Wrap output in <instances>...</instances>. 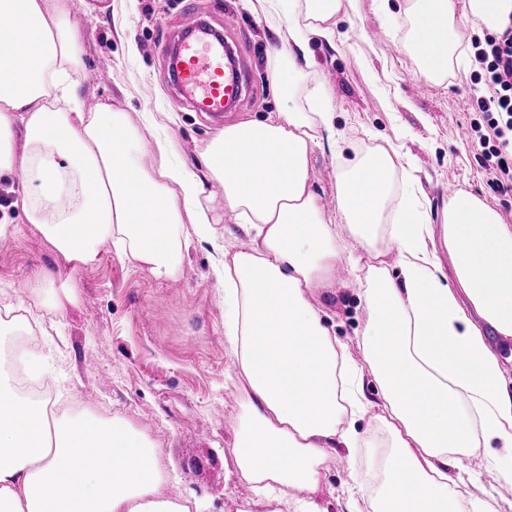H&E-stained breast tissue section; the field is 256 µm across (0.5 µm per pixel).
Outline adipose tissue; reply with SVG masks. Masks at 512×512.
Returning <instances> with one entry per match:
<instances>
[{"instance_id":"1","label":"adipose tissue","mask_w":512,"mask_h":512,"mask_svg":"<svg viewBox=\"0 0 512 512\" xmlns=\"http://www.w3.org/2000/svg\"><path fill=\"white\" fill-rule=\"evenodd\" d=\"M248 5L298 30L287 57L267 63L275 94L291 99L294 75L313 64L311 41L335 34L340 0ZM408 12L428 77L447 72L461 20L498 37L512 28V0H409ZM0 16L17 21L0 27V177L24 170L14 205L66 265H91L112 241L154 278H175L185 224L213 238L219 197L258 238L225 252L215 274L224 337L246 381L236 473L269 512H282L284 486L303 492L291 512H319L311 494L329 449L373 445L355 427L366 416L389 453L383 483L358 481L349 512H459V468L494 440L502 450L487 463L512 485V393L486 338L512 339V225L498 210L464 190L444 201L445 273L416 184L393 187L396 151L340 159L336 212L319 206L310 155L336 140L329 96L316 95L307 112L225 126L192 167L177 160L169 134L148 142L121 108L83 107L80 35L66 0H0ZM144 154L152 165L139 163ZM340 223L355 249L337 236ZM340 265L368 310L358 359L311 302ZM366 370L379 404L362 392ZM154 446L116 420L49 415L0 380V512H190V501L164 493Z\"/></svg>"}]
</instances>
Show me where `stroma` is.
Returning a JSON list of instances; mask_svg holds the SVG:
<instances>
[{
  "label": "stroma",
  "mask_w": 512,
  "mask_h": 512,
  "mask_svg": "<svg viewBox=\"0 0 512 512\" xmlns=\"http://www.w3.org/2000/svg\"><path fill=\"white\" fill-rule=\"evenodd\" d=\"M181 0H82L68 20L82 34L86 71L105 69L103 82L81 81L77 93L87 107L121 104L144 139L169 132L180 157L195 163L219 126L188 111L164 81L166 48L178 22ZM215 19L234 16L239 33L231 46L247 69V99L224 123L264 119L289 106H306L320 87L333 101L338 147L315 148L313 190L323 210L335 212L337 160L392 145L412 164L411 175L432 224H442L443 187L448 181L481 197L512 225V198L491 189L470 144L457 130L479 116L482 87L471 79L472 37L485 30L460 24L452 39L448 74L424 77L409 38L407 0H343L333 43L312 42L316 65L299 79L293 102L276 100L267 74L270 55L288 49L281 22L253 14L245 0H196ZM151 113L144 123L143 113ZM20 174L0 178V212L12 221L0 237V305L14 302L15 289L41 291L32 305L40 352L47 354L53 400L59 412L77 410L128 423L158 444L164 489L199 502L202 512H264L240 493L233 446L241 419L244 381L232 380L224 339V290L214 275L217 245L249 249L253 235L237 224L223 199H215L221 222L216 240L192 238L179 274L153 278L102 245L93 265L70 269L35 225L25 223L14 201ZM71 283L65 311L53 299L59 281ZM314 306L336 324L337 337L357 350L368 318L361 289L346 267L336 286L315 294ZM380 448L330 449L317 500L323 512H348L346 490L377 466ZM464 496H494L498 512H512V494L489 480L483 451L466 461Z\"/></svg>",
  "instance_id": "1"
}]
</instances>
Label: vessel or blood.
Segmentation results:
<instances>
[{
  "mask_svg": "<svg viewBox=\"0 0 512 512\" xmlns=\"http://www.w3.org/2000/svg\"><path fill=\"white\" fill-rule=\"evenodd\" d=\"M233 27L230 21L213 27L194 0H187L171 38L168 73L174 88L189 110L219 121L245 96L241 64L228 42Z\"/></svg>",
  "mask_w": 512,
  "mask_h": 512,
  "instance_id": "vessel-or-blood-1",
  "label": "vessel or blood"
}]
</instances>
